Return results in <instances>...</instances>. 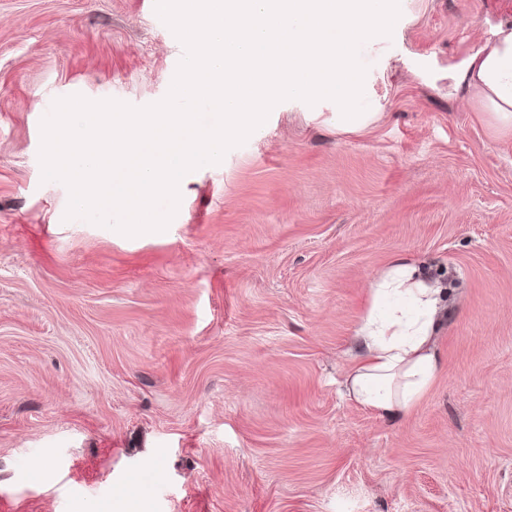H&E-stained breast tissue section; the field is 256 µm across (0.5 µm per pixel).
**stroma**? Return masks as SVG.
<instances>
[{"label":"stroma","mask_w":512,"mask_h":512,"mask_svg":"<svg viewBox=\"0 0 512 512\" xmlns=\"http://www.w3.org/2000/svg\"><path fill=\"white\" fill-rule=\"evenodd\" d=\"M512 0H400L370 119L277 103L167 229L66 219L41 121L161 101L154 0H0V512H512V134L452 76ZM444 290L441 369L381 419L344 394L369 288Z\"/></svg>","instance_id":"1"}]
</instances>
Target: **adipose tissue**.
Wrapping results in <instances>:
<instances>
[{
	"mask_svg": "<svg viewBox=\"0 0 512 512\" xmlns=\"http://www.w3.org/2000/svg\"><path fill=\"white\" fill-rule=\"evenodd\" d=\"M477 91L498 130L512 131V28H502L453 76ZM440 293L404 257H395L371 285L357 331L358 352L345 380L350 399L382 419L408 414L440 370L433 346Z\"/></svg>",
	"mask_w": 512,
	"mask_h": 512,
	"instance_id": "obj_1",
	"label": "adipose tissue"
}]
</instances>
